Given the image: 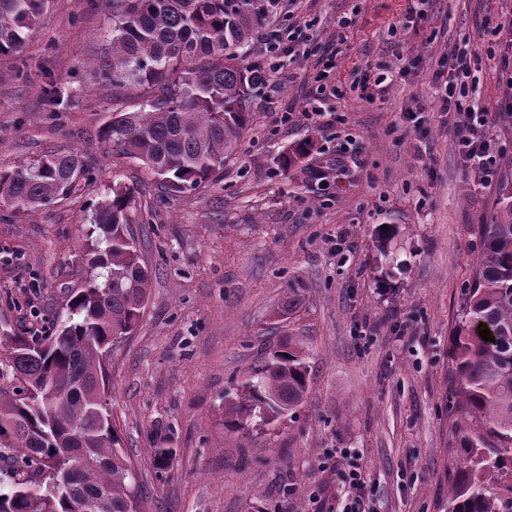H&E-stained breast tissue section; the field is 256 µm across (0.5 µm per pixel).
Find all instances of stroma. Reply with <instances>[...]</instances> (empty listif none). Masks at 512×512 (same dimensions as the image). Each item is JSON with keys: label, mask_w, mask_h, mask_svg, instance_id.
<instances>
[{"label": "stroma", "mask_w": 512, "mask_h": 512, "mask_svg": "<svg viewBox=\"0 0 512 512\" xmlns=\"http://www.w3.org/2000/svg\"><path fill=\"white\" fill-rule=\"evenodd\" d=\"M406 5L280 0L247 58L265 60L269 35L293 16L311 23L303 54L254 89L253 119L223 170L185 192L161 188L99 137L112 114V84L99 73L112 37L103 0H51L25 55L0 61V166L74 149L93 167L80 194L29 213L0 196V329L51 330L90 273L95 204L113 179L136 188L133 230L152 280L107 375L143 512H328L344 490L345 449L377 512H448L461 454L448 348L479 227L512 187V166L487 185L465 170L433 107L431 73L469 38L477 103L495 108L500 61L481 22L511 18L512 0H429L403 29ZM377 65L393 79L363 97L351 73ZM322 71L336 94L320 102ZM416 108L418 141L405 117ZM304 139L303 165L285 168ZM287 342L307 355L303 403L249 433L225 429V395ZM158 448L172 451L162 470Z\"/></svg>", "instance_id": "35a3bbf8"}]
</instances>
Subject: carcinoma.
<instances>
[{"label":"carcinoma","mask_w":512,"mask_h":512,"mask_svg":"<svg viewBox=\"0 0 512 512\" xmlns=\"http://www.w3.org/2000/svg\"><path fill=\"white\" fill-rule=\"evenodd\" d=\"M49 0H0V59L18 58ZM112 39L103 75L112 92L141 90L139 108L117 107L100 130L116 154L137 160L181 192L224 167L252 120L251 92L263 64H244L254 25L276 0H108ZM90 168L76 151L55 152L0 169V195L31 211L76 194ZM135 192L124 183L98 202L88 230L91 274L71 297L54 334L4 339L20 382L0 390V512H140L137 478L121 448L107 401L104 353L131 335L145 308L151 271L132 232ZM449 358L464 466L448 493V512H512V189L481 226ZM490 330L492 342L479 329ZM308 390L306 355L288 343L224 405V425L271 424ZM49 399L62 406L55 417Z\"/></svg>","instance_id":"carcinoma-1"}]
</instances>
